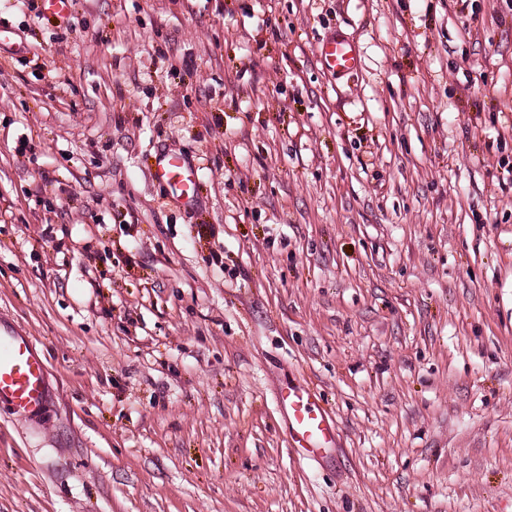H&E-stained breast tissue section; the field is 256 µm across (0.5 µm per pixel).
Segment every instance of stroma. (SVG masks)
Wrapping results in <instances>:
<instances>
[{
    "label": "stroma",
    "mask_w": 512,
    "mask_h": 512,
    "mask_svg": "<svg viewBox=\"0 0 512 512\" xmlns=\"http://www.w3.org/2000/svg\"><path fill=\"white\" fill-rule=\"evenodd\" d=\"M511 100L512 0H0V512H512ZM330 48L324 53L329 68L333 70H349L355 67L356 57L351 44L342 37L332 38ZM154 175L164 180L173 197L182 199L185 203L193 201L191 193L194 169L185 159L172 155H159L156 158ZM54 396L36 345L21 329L0 322V406L41 426ZM281 402L288 415L292 439L300 450L317 454L332 439L331 427L316 407L310 391L288 388Z\"/></svg>",
    "instance_id": "obj_1"
}]
</instances>
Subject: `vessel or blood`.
<instances>
[{"label": "vessel or blood", "instance_id": "obj_1", "mask_svg": "<svg viewBox=\"0 0 512 512\" xmlns=\"http://www.w3.org/2000/svg\"><path fill=\"white\" fill-rule=\"evenodd\" d=\"M324 58L329 68L349 70L356 57L344 38L331 40ZM154 174L164 180L173 197L192 202L194 170L185 159L160 155ZM54 396L45 364L36 345L21 329L0 322V406L9 407L31 426H41ZM292 439L300 450L317 454L332 439L331 427L310 391L289 389L282 397Z\"/></svg>", "mask_w": 512, "mask_h": 512}]
</instances>
